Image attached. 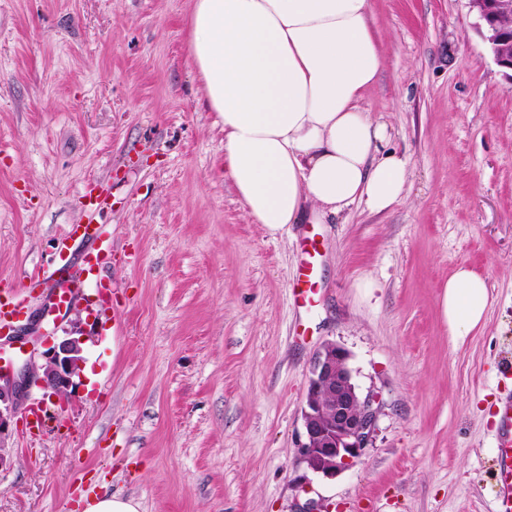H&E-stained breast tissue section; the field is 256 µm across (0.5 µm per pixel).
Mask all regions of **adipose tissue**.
<instances>
[{
  "label": "adipose tissue",
  "mask_w": 512,
  "mask_h": 512,
  "mask_svg": "<svg viewBox=\"0 0 512 512\" xmlns=\"http://www.w3.org/2000/svg\"><path fill=\"white\" fill-rule=\"evenodd\" d=\"M370 0H192L188 51L224 122V163L253 223H319L401 197L404 157L361 107L382 66ZM485 278L459 267L441 309L454 339L486 313Z\"/></svg>",
  "instance_id": "obj_1"
}]
</instances>
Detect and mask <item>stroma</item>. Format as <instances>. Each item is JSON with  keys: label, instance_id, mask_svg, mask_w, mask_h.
I'll return each mask as SVG.
<instances>
[{"label": "stroma", "instance_id": "stroma-1", "mask_svg": "<svg viewBox=\"0 0 512 512\" xmlns=\"http://www.w3.org/2000/svg\"><path fill=\"white\" fill-rule=\"evenodd\" d=\"M384 63L362 100L407 160L405 191L316 231L322 296L293 305L302 224L253 223L220 175L224 129L188 56L191 0H0V298L51 267L80 196L112 188V238L86 299L112 287L84 357L97 380L43 399L47 428L0 442V512H490L494 413L512 393V79L469 0H371ZM482 274L483 326L453 341L440 286ZM30 302V335L82 307ZM350 353L377 392L373 444L329 479L297 453L314 352ZM307 489H300L301 478ZM138 504L117 495H100L90 500L85 512H137Z\"/></svg>", "mask_w": 512, "mask_h": 512}]
</instances>
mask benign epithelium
I'll return each mask as SVG.
<instances>
[{
    "label": "benign epithelium",
    "mask_w": 512,
    "mask_h": 512,
    "mask_svg": "<svg viewBox=\"0 0 512 512\" xmlns=\"http://www.w3.org/2000/svg\"><path fill=\"white\" fill-rule=\"evenodd\" d=\"M475 12V28L483 36L500 67L512 72V33L502 27L504 16L512 17V0H469ZM82 328L75 326L63 336L41 337L47 345L44 362H26L16 371L0 369V438L9 431L20 396L36 385L64 397L75 387L84 362ZM349 353L335 343H326L312 358L303 426L298 453L308 470L333 478L355 465L370 447L379 414V399L372 391L362 392L348 365ZM331 387L334 399L328 409L316 403V392Z\"/></svg>",
    "instance_id": "1"
}]
</instances>
